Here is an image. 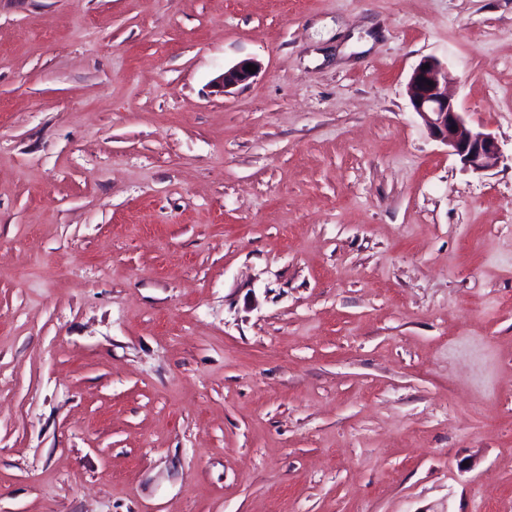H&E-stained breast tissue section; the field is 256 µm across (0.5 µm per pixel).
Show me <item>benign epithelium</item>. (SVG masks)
Wrapping results in <instances>:
<instances>
[{
    "mask_svg": "<svg viewBox=\"0 0 512 512\" xmlns=\"http://www.w3.org/2000/svg\"><path fill=\"white\" fill-rule=\"evenodd\" d=\"M251 63L253 60L245 59L228 68L216 79L217 85L225 90L248 82L254 77L246 71ZM409 93L414 112L430 134L446 145L464 168L484 172L498 164V141L484 128L469 125L457 103L448 96V76L438 59L427 57L419 62L410 76Z\"/></svg>",
    "mask_w": 512,
    "mask_h": 512,
    "instance_id": "benign-epithelium-1",
    "label": "benign epithelium"
}]
</instances>
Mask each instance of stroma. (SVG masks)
I'll return each mask as SVG.
<instances>
[{"instance_id": "obj_1", "label": "stroma", "mask_w": 512, "mask_h": 512, "mask_svg": "<svg viewBox=\"0 0 512 512\" xmlns=\"http://www.w3.org/2000/svg\"><path fill=\"white\" fill-rule=\"evenodd\" d=\"M0 512H512V0H0ZM425 64L429 68L422 69ZM409 93L414 112L430 134L446 145L464 168L484 172L498 164L502 157L498 141L483 127L469 125L465 113L448 96V76L438 59L427 57L419 62L410 76ZM248 64L257 66L254 60H242L227 70H224V73L216 79L217 85L222 88L223 91H226L227 88L236 87L248 82L256 73V71L254 73L246 71V66Z\"/></svg>"}]
</instances>
